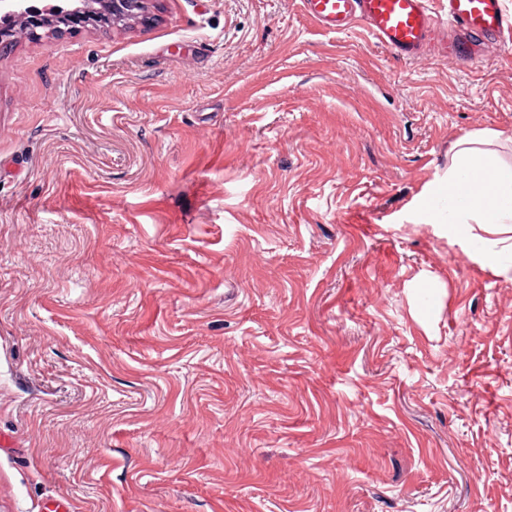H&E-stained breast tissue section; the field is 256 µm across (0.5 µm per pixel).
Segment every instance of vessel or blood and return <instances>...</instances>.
<instances>
[{
    "label": "vessel or blood",
    "mask_w": 512,
    "mask_h": 512,
    "mask_svg": "<svg viewBox=\"0 0 512 512\" xmlns=\"http://www.w3.org/2000/svg\"><path fill=\"white\" fill-rule=\"evenodd\" d=\"M304 5L316 25L332 32L363 22L402 60L415 56L444 28L453 34L449 51L470 59L477 39L512 41V15L502 0H448L441 15L432 12L429 0H304Z\"/></svg>",
    "instance_id": "1"
}]
</instances>
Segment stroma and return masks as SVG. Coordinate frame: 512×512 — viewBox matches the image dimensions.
<instances>
[{"instance_id":"35a3bbf8","label":"stroma","mask_w":512,"mask_h":512,"mask_svg":"<svg viewBox=\"0 0 512 512\" xmlns=\"http://www.w3.org/2000/svg\"><path fill=\"white\" fill-rule=\"evenodd\" d=\"M148 3L0 55V512H512V48ZM486 140L468 134L448 168V182L439 195L453 204L455 220L448 230L456 233L463 224H512V166L492 160L474 147Z\"/></svg>"}]
</instances>
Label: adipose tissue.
Listing matches in <instances>:
<instances>
[{
    "label": "adipose tissue",
    "instance_id": "1",
    "mask_svg": "<svg viewBox=\"0 0 512 512\" xmlns=\"http://www.w3.org/2000/svg\"><path fill=\"white\" fill-rule=\"evenodd\" d=\"M481 136L466 135L448 168V182L441 193L454 208L450 232L460 226L512 224V166L492 160L480 148Z\"/></svg>",
    "mask_w": 512,
    "mask_h": 512
}]
</instances>
